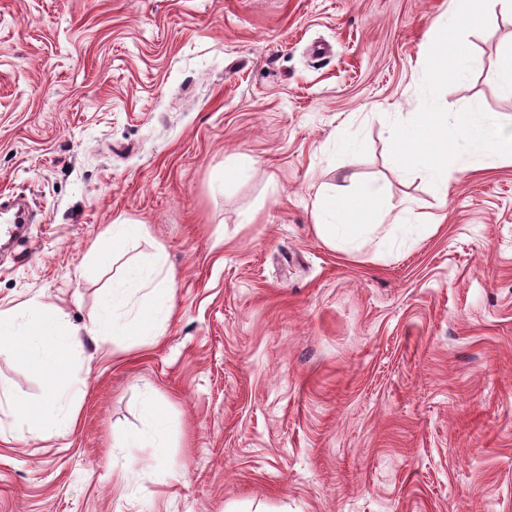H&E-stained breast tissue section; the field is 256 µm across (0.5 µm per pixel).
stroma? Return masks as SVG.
Returning <instances> with one entry per match:
<instances>
[{"mask_svg":"<svg viewBox=\"0 0 512 512\" xmlns=\"http://www.w3.org/2000/svg\"><path fill=\"white\" fill-rule=\"evenodd\" d=\"M449 0H0V311L83 329L134 263L172 273L151 336L83 339L78 395L0 345V512H512V158L398 171L418 60ZM441 92L512 124V18ZM385 194L390 242L332 245L318 191ZM145 225L107 263L112 224ZM161 445L127 446L151 430Z\"/></svg>","mask_w":512,"mask_h":512,"instance_id":"1","label":"stroma"}]
</instances>
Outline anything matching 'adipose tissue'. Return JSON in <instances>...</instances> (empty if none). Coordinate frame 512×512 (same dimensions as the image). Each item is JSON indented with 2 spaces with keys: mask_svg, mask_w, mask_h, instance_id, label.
I'll return each mask as SVG.
<instances>
[{
  "mask_svg": "<svg viewBox=\"0 0 512 512\" xmlns=\"http://www.w3.org/2000/svg\"><path fill=\"white\" fill-rule=\"evenodd\" d=\"M384 207L381 188L365 184L354 191L339 187L331 193H319L313 213L319 232L332 242L338 236L356 235L376 226ZM134 290L145 291L146 301L133 317H123L118 308ZM171 299V289L153 287L148 267L135 266L113 284L102 315L84 332L74 331L63 312L50 313L41 304L30 303L15 311L0 312V340L11 342L17 352L30 357L52 383L64 385L74 379L69 355L82 337L149 334L162 316L170 314Z\"/></svg>",
  "mask_w": 512,
  "mask_h": 512,
  "instance_id": "adipose-tissue-1",
  "label": "adipose tissue"
}]
</instances>
